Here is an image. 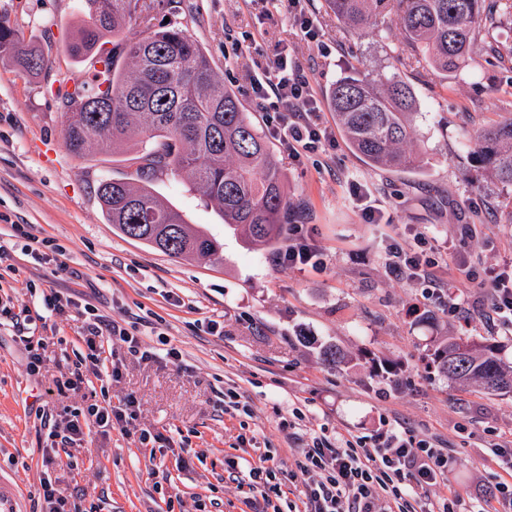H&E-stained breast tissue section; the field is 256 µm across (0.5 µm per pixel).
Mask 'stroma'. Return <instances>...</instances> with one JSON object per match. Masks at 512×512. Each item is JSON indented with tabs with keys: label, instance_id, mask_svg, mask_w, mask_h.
I'll use <instances>...</instances> for the list:
<instances>
[{
	"label": "stroma",
	"instance_id": "35a3bbf8",
	"mask_svg": "<svg viewBox=\"0 0 512 512\" xmlns=\"http://www.w3.org/2000/svg\"><path fill=\"white\" fill-rule=\"evenodd\" d=\"M83 3L0 0V17L12 27L50 36L52 62L45 79L20 77L0 63V240L14 245L16 267L0 280V295L12 297L18 314L33 305L28 284L47 282L134 329L143 349L174 348L181 360L140 361L113 341L123 367L112 398L135 396L138 427L164 439L149 453L115 429L98 435V452L74 468L66 453L50 459L45 450L51 427L94 403L100 385L90 375L78 388L64 386L84 349L78 321L48 317L26 344L12 326H0V477L20 505L41 512L40 482L49 477L66 496L83 487L91 512H168L169 486L181 512H250L248 464L266 449L288 459L309 432L370 438L387 419L448 451V473L423 501L453 494L473 512L475 489L489 492L512 479V393L448 381L427 363L433 343L451 336L495 339L512 361V330L485 312L491 282L484 276L512 261V187L489 179L473 157L474 132L512 114V18L483 21V54L447 79L427 64L398 62L403 38L391 15L352 33L326 13L324 0H305L317 32L311 41L292 25L287 0H155V24L170 21L201 44L278 159L291 221L308 225L323 255L320 267L300 271L274 263L275 248L246 245L188 183L167 175L153 181L155 194L222 243L219 259L175 258L108 223L96 186L106 178L134 179L136 166L126 154H69L54 95L85 73L62 53L85 17ZM283 45L331 127L328 93L336 79L355 70L400 75L416 95L413 150L422 168H369L341 137L289 158L251 88L252 75ZM354 178L376 190L390 223H364L349 194ZM17 224L55 240L63 269L47 276L24 255L23 238L13 234ZM415 232L433 238L436 275L451 282L465 318L448 313L445 300L425 298L421 281L386 265V240L405 243ZM462 261L469 274L459 271ZM170 293L179 305L169 304ZM213 320L219 331L210 330ZM305 334L312 343L302 342ZM29 344L42 354L34 376L26 369ZM330 344L343 350L345 363L325 361ZM229 387L249 414L225 415ZM295 408L300 420L282 427ZM243 436L249 444H240ZM183 447L195 456L180 470L175 456Z\"/></svg>",
	"mask_w": 512,
	"mask_h": 512
}]
</instances>
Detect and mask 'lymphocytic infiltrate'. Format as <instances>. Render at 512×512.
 <instances>
[{
	"label": "lymphocytic infiltrate",
	"mask_w": 512,
	"mask_h": 512,
	"mask_svg": "<svg viewBox=\"0 0 512 512\" xmlns=\"http://www.w3.org/2000/svg\"><path fill=\"white\" fill-rule=\"evenodd\" d=\"M256 105L269 112V124L280 137L289 156L298 158L314 152L334 135L320 115V107L311 92L307 77L288 51H280L265 68L252 78ZM418 246L407 249L393 243L384 258L388 266L409 277L427 283L428 297L446 295L447 286L434 272L433 248L425 235H418ZM277 262L298 270L317 267L322 253L310 239L303 225L289 229L288 244L276 257ZM492 290L487 311L503 326L512 327V267L503 266L491 274ZM28 291L39 306L60 317L77 316L79 334L86 347L71 367L75 383H82L86 372H94L102 385L119 381V362L105 348L110 338L127 345L130 356L147 361L150 351L142 349L136 334L119 323L107 320L91 304L46 291L29 284ZM137 400L126 396L119 404L104 400L88 406L83 418L72 419L64 432H51L61 448L79 447L85 455H93V429H117L137 435L140 444L160 441V434L138 429L135 424ZM448 470V454L431 441L394 424H387L374 439L349 438L343 435L328 439L312 436L305 448L284 461L278 453L266 452L251 464V494L266 495L276 490L281 479L295 474L317 473V480L306 487L303 512H419L421 490L436 485Z\"/></svg>",
	"instance_id": "obj_1"
}]
</instances>
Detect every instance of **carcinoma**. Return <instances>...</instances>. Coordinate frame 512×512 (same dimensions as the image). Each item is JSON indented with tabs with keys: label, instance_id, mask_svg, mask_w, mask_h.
Here are the masks:
<instances>
[{
	"label": "carcinoma",
	"instance_id": "cac0c4a2",
	"mask_svg": "<svg viewBox=\"0 0 512 512\" xmlns=\"http://www.w3.org/2000/svg\"><path fill=\"white\" fill-rule=\"evenodd\" d=\"M485 2L325 0V7L353 31L394 15L404 39L403 63L424 61L454 78L482 50L478 33ZM84 5L88 20L77 28L66 55L90 68L75 92L57 93L64 146L86 158L123 148L136 130L143 135L134 157L137 183L103 180L97 188L109 223L171 256L215 255L216 242L151 190L157 175L170 173L190 182L249 242L283 243L290 204L279 166L200 43L176 25L150 30L146 0H85ZM137 26L148 33L123 35ZM0 60L26 77L51 69L40 45L25 41L3 19ZM328 100L339 132L365 165L418 169L409 149L418 112L408 83L396 75H346L332 84ZM474 140L479 166L512 186V116L476 132ZM501 352L491 339L441 340L430 349L428 367L451 381L512 393V364Z\"/></svg>",
	"mask_w": 512,
	"mask_h": 512
}]
</instances>
